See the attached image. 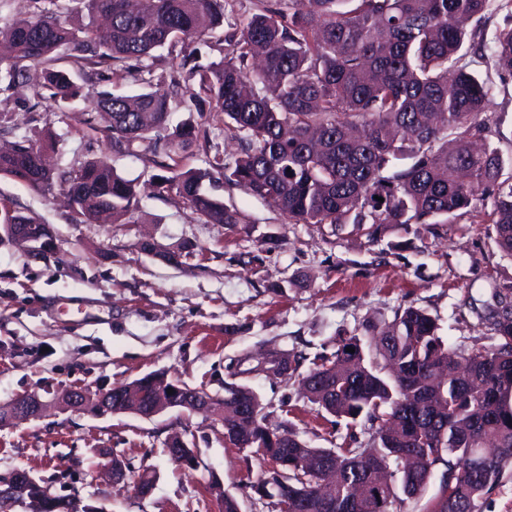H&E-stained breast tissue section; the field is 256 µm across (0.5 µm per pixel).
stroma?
<instances>
[{"label":"stroma","mask_w":512,"mask_h":512,"mask_svg":"<svg viewBox=\"0 0 512 512\" xmlns=\"http://www.w3.org/2000/svg\"><path fill=\"white\" fill-rule=\"evenodd\" d=\"M154 65L157 74L179 80L172 124L207 130L233 164L242 149L238 136L185 109L198 83L182 69L179 52L157 51ZM39 77L31 69L26 83L0 92V124L19 127L0 137V146L11 147L20 135L38 143L49 133L61 168L97 160L129 180L149 177L139 156L113 147L96 109L101 91L135 94L139 82L128 76L88 83L79 99L60 106L35 100ZM491 79L497 145L507 154L512 75ZM33 100L36 111H21ZM214 194L238 223H201L180 198L148 192L134 223H75L60 189L43 195L0 180V201L38 215L56 235V249L44 260L0 242V406L33 392L52 404L42 417L0 424V477L27 472L51 494L95 512H221L217 482L240 512H277L274 499L253 489L272 463L225 442L222 411L102 417L59 406L58 398L75 386L108 389L164 371L220 399L233 380L259 395L271 424L292 426L313 447L335 448L351 444V425L319 411L296 382L248 372L246 358L274 350L311 360L331 351L336 336L361 332L368 321L391 322L411 305L435 318L453 348L490 344L482 318L495 285L512 281V259L499 252L487 213L389 230L372 242L328 224L289 223L236 185L220 183ZM271 238L279 242L272 251ZM145 240L174 253L176 263L141 251ZM175 435L196 450V465L170 459L167 443ZM116 459L125 470L117 484L106 474ZM145 472L156 480L142 498L134 486Z\"/></svg>","instance_id":"obj_1"}]
</instances>
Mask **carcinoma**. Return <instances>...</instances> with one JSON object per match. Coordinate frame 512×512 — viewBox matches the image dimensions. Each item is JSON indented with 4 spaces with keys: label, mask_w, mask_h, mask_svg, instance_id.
<instances>
[{
    "label": "carcinoma",
    "mask_w": 512,
    "mask_h": 512,
    "mask_svg": "<svg viewBox=\"0 0 512 512\" xmlns=\"http://www.w3.org/2000/svg\"><path fill=\"white\" fill-rule=\"evenodd\" d=\"M32 2L27 19L0 25L1 91L44 64L49 98H77L82 87L55 66L63 55L85 67L86 80L132 61L136 80L151 87L162 82L152 53L181 48L199 86L184 109L214 105L215 122L244 142L234 165L216 151L206 167L181 169L187 149L211 145L190 122L169 128L165 92H104L99 106L112 117L114 146L143 148L157 194L181 198L201 221L238 223L206 189L221 179L291 223L350 225L371 241L387 227L446 224L489 206L496 246L512 259V155L490 141L493 86L481 76L512 75V0H272L230 35L232 53L206 64L192 44L223 26L227 0H140L135 10L128 0ZM501 13L507 25L487 35ZM45 153L42 144L15 143L0 153V178L38 193L59 185L86 222L105 213L133 223V181L94 161L55 173ZM0 223L33 219L1 202ZM485 321L495 343L465 354L444 342L426 310L409 306L382 328L367 323L361 334L337 337L306 371L301 357L286 355L288 379L307 383L319 410L361 424L365 449L312 448L292 428H272L258 394L234 382L224 383V440L276 465L254 488L288 512H394L400 496L424 490L439 462L448 477L438 512H480L512 472V316L495 306ZM440 365L444 382L435 377ZM172 383L162 371L135 379L139 397L119 409L144 414ZM250 404L258 412L246 420L240 409ZM488 441L495 451L481 461ZM333 472L334 495L318 496ZM25 494L45 499L44 512H73L38 484Z\"/></svg>",
    "instance_id": "cac0c4a2"
}]
</instances>
